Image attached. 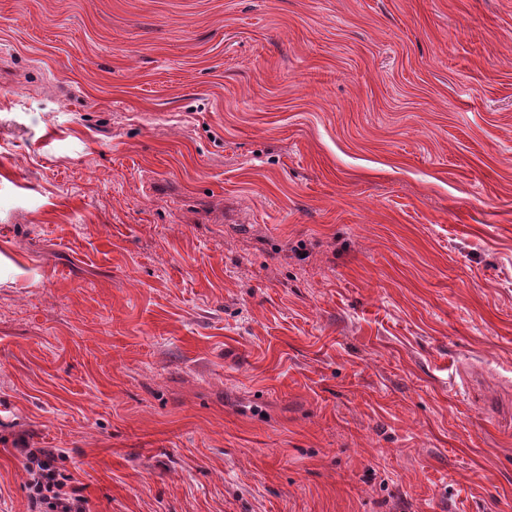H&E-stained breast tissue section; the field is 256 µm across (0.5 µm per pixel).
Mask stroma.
Listing matches in <instances>:
<instances>
[{
	"mask_svg": "<svg viewBox=\"0 0 512 512\" xmlns=\"http://www.w3.org/2000/svg\"><path fill=\"white\" fill-rule=\"evenodd\" d=\"M512 512V0H0V512ZM29 475L28 498L32 512H88L81 489L73 486L71 475L55 464L48 448L19 449Z\"/></svg>",
	"mask_w": 512,
	"mask_h": 512,
	"instance_id": "stroma-1",
	"label": "stroma"
}]
</instances>
